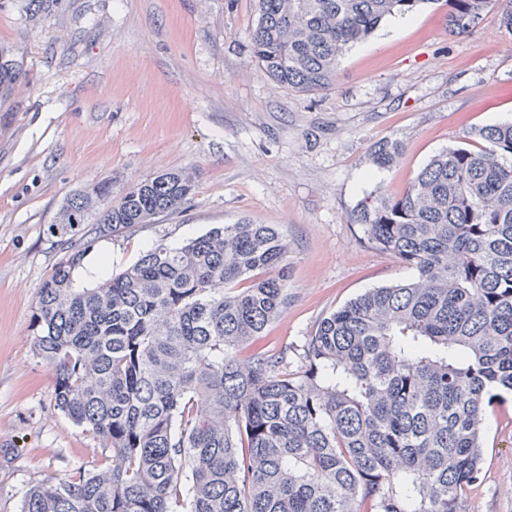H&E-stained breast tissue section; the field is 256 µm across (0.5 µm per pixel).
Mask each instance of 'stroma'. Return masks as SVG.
I'll return each instance as SVG.
<instances>
[{
	"instance_id": "obj_1",
	"label": "stroma",
	"mask_w": 512,
	"mask_h": 512,
	"mask_svg": "<svg viewBox=\"0 0 512 512\" xmlns=\"http://www.w3.org/2000/svg\"><path fill=\"white\" fill-rule=\"evenodd\" d=\"M434 0L387 20L341 58L330 91L278 88L252 62L257 0H0V512L27 488L111 456L54 407L34 315L61 242H90L79 288L119 273L153 242L172 246L247 220L279 225L291 299L267 339L296 347L332 310L413 272L360 240L354 215L397 196L471 128L512 122V35L489 10L469 36ZM404 146L393 171L370 152ZM165 171L189 174L191 202L104 238L56 231L66 199L102 180L120 194ZM468 512H512V400L488 410Z\"/></svg>"
}]
</instances>
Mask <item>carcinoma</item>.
<instances>
[{"mask_svg":"<svg viewBox=\"0 0 512 512\" xmlns=\"http://www.w3.org/2000/svg\"><path fill=\"white\" fill-rule=\"evenodd\" d=\"M424 0H258L250 55L289 91L336 82L346 49ZM467 36L495 0H445ZM402 144L376 143L393 169ZM191 179L164 172L74 193L73 226L107 237L177 212ZM368 246L417 272L324 316L296 350L264 342L288 306L274 224L160 241L96 288L66 251L41 288L34 348L54 405L111 463L26 491L20 512H467L486 408L512 396V124L472 129L399 196L355 214Z\"/></svg>","mask_w":512,"mask_h":512,"instance_id":"obj_1","label":"carcinoma"}]
</instances>
